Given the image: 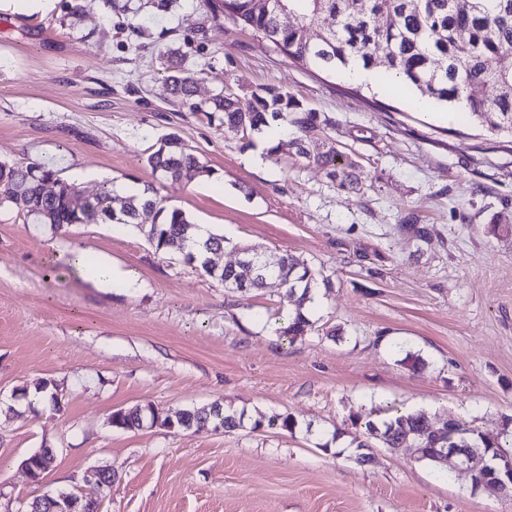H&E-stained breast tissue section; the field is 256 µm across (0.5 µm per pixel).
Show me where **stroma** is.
Instances as JSON below:
<instances>
[{"instance_id":"stroma-1","label":"stroma","mask_w":512,"mask_h":512,"mask_svg":"<svg viewBox=\"0 0 512 512\" xmlns=\"http://www.w3.org/2000/svg\"><path fill=\"white\" fill-rule=\"evenodd\" d=\"M70 0L42 12L0 5V161L79 168L80 187L151 184L229 245L300 256L331 279L291 340L296 302L278 281L224 287L155 253L134 227L89 219L67 232L0 208V512L47 490H76L101 512H512V500L451 481L414 448L375 445L359 464L353 415L426 412L500 433L512 416V143L462 106L423 113L390 90L308 69L206 0ZM195 97L288 90L329 119V142L359 167L356 188L297 153L277 121L252 139L174 103L169 55ZM214 176L170 185L146 163L168 133ZM261 154L264 162L252 164ZM427 225L421 242L405 215ZM108 260L140 283L99 288L70 263ZM54 381L48 398H16ZM245 415L233 431L113 428V410L173 414L213 402ZM288 414V433L253 429ZM58 449L44 484L20 463ZM111 467V491L94 473Z\"/></svg>"}]
</instances>
